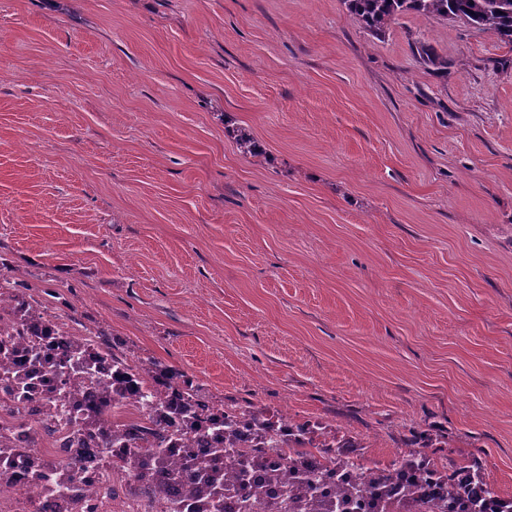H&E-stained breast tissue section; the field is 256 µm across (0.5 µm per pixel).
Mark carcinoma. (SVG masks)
<instances>
[{"label":"carcinoma","instance_id":"carcinoma-1","mask_svg":"<svg viewBox=\"0 0 512 512\" xmlns=\"http://www.w3.org/2000/svg\"><path fill=\"white\" fill-rule=\"evenodd\" d=\"M361 29L386 32L397 16L461 21L512 47V0H343ZM428 73L448 76V57L421 43ZM237 149L264 153L251 134L233 135ZM15 282L0 286V380L11 398L5 414L26 417L30 435L58 439L77 429L121 450L124 472L143 479L167 512H512L482 466L444 464L416 448L432 434H411L402 459L383 468L361 462L362 445L317 421H295L266 407H228L204 394L185 372L156 361L132 360L123 341L100 330L79 337L57 315L31 303ZM212 426L210 440L194 435ZM25 449L0 437V466ZM75 466L62 465L52 485L64 491Z\"/></svg>","mask_w":512,"mask_h":512}]
</instances>
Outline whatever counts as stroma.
Listing matches in <instances>:
<instances>
[{
    "label": "stroma",
    "instance_id": "stroma-1",
    "mask_svg": "<svg viewBox=\"0 0 512 512\" xmlns=\"http://www.w3.org/2000/svg\"><path fill=\"white\" fill-rule=\"evenodd\" d=\"M505 58L459 21L370 35L342 0H0V276L367 467L447 432L438 459L510 498ZM415 48L430 75L440 79L448 76L447 56L439 54L432 46L425 43H420Z\"/></svg>",
    "mask_w": 512,
    "mask_h": 512
}]
</instances>
